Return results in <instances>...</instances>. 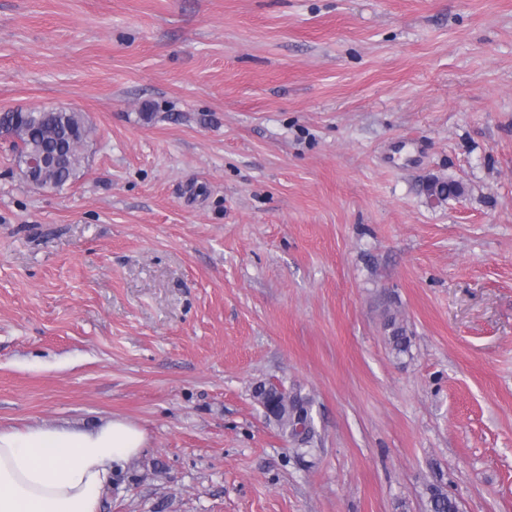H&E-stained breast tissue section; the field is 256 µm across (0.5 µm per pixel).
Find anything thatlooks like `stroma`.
I'll return each instance as SVG.
<instances>
[{
    "mask_svg": "<svg viewBox=\"0 0 512 512\" xmlns=\"http://www.w3.org/2000/svg\"><path fill=\"white\" fill-rule=\"evenodd\" d=\"M34 108L91 132L0 140L1 429L137 424L100 512H512V0H0ZM2 114L6 121L16 118V140L12 145L19 167L28 157L36 158L44 152H53L58 147L65 148L64 165L46 172V179L50 183L43 182L40 173L49 160L28 162L31 185L40 189H51L49 187L55 185L61 189L76 178L84 159L83 149L89 135V127L82 113L46 109L0 112V123ZM384 328L389 331V341L393 350L399 353L407 351L409 346L407 329L395 315L386 318ZM308 415H309L308 420L307 419L302 420V424L304 425V428L306 427L308 421H309L308 424H310V427L305 429L304 434L295 432L293 423H289L288 421L279 422V423L275 422L276 425L278 426V428H280V430L283 433L288 434V437L298 447V448H295L297 451H302L304 449H307V448H302V447H306L311 442V440L313 439L314 434H315V429L313 426V419H312L309 409H308ZM430 512H459L455 499L440 485H430L428 488Z\"/></svg>",
    "mask_w": 512,
    "mask_h": 512,
    "instance_id": "35a3bbf8",
    "label": "stroma"
}]
</instances>
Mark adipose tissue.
<instances>
[{
  "label": "adipose tissue",
  "mask_w": 512,
  "mask_h": 512,
  "mask_svg": "<svg viewBox=\"0 0 512 512\" xmlns=\"http://www.w3.org/2000/svg\"><path fill=\"white\" fill-rule=\"evenodd\" d=\"M145 442L143 430L118 417L0 429V512H99L113 468Z\"/></svg>",
  "instance_id": "ef3b65f1"
}]
</instances>
